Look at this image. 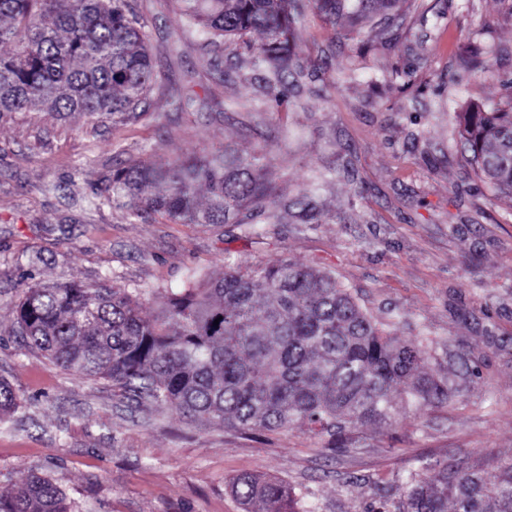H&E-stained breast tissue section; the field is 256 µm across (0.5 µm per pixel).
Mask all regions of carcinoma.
Returning a JSON list of instances; mask_svg holds the SVG:
<instances>
[{
  "label": "carcinoma",
  "mask_w": 512,
  "mask_h": 512,
  "mask_svg": "<svg viewBox=\"0 0 512 512\" xmlns=\"http://www.w3.org/2000/svg\"><path fill=\"white\" fill-rule=\"evenodd\" d=\"M399 0H175L186 26L219 46L260 36L249 60L281 93L295 32L308 6L329 22L387 15ZM156 75L141 24L127 0H0V113H109L122 120L153 90ZM461 148L480 178L512 199V108L470 104L456 113ZM205 187L200 199L198 189ZM105 200L136 216L177 224H280L267 153L230 144L166 165L138 162L112 171ZM302 224H327L311 191L296 202ZM219 324H214V320ZM29 348L80 377L108 379L130 395L211 425L265 432L295 426L344 442L357 426L396 421L394 395L423 410L448 401V384L425 371L419 346L384 334L328 271L282 258L157 297L149 319L125 288L79 282L38 284L17 306ZM17 394L0 380V419ZM431 464L408 475L398 512H512V462L487 483L468 470ZM244 512H288L281 481L244 474L232 482ZM0 512H71L49 476L33 473Z\"/></svg>",
  "instance_id": "1"
}]
</instances>
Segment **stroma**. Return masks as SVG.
Listing matches in <instances>:
<instances>
[{
	"mask_svg": "<svg viewBox=\"0 0 512 512\" xmlns=\"http://www.w3.org/2000/svg\"><path fill=\"white\" fill-rule=\"evenodd\" d=\"M157 87L123 122L79 112L0 114V379L18 408L0 422V492L51 476L73 512H243L231 483L284 481L295 512H397L419 459L497 482L512 461V201L462 151L454 116L512 101L506 0H401L349 29L309 9L294 82L277 104L241 40L207 46L173 0H128ZM487 62L474 71L472 56ZM192 98L178 109L171 97ZM232 144L270 152L281 200L336 179L319 204L336 219L287 218L261 235L133 217L99 204L112 170L163 165ZM290 258L329 271L386 333L417 343L448 403L400 412L331 446L306 428L262 434L136 407L30 350L15 330L29 285L78 281L140 291L143 315L188 272L221 276Z\"/></svg>",
	"mask_w": 512,
	"mask_h": 512,
	"instance_id": "obj_1",
	"label": "stroma"
}]
</instances>
